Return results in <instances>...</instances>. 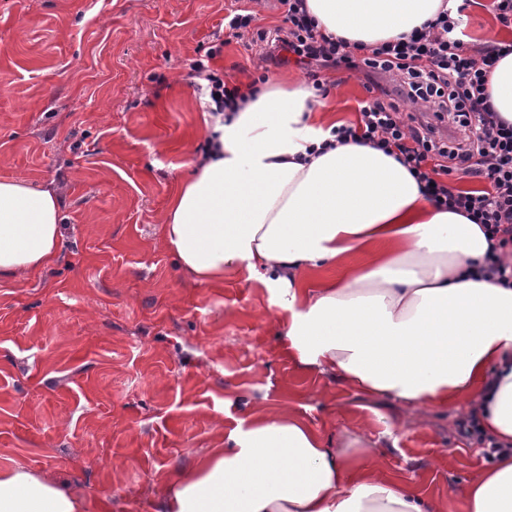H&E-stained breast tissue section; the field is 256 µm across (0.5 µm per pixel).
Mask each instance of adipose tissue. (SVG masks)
I'll return each mask as SVG.
<instances>
[{"label": "adipose tissue", "instance_id": "1", "mask_svg": "<svg viewBox=\"0 0 512 512\" xmlns=\"http://www.w3.org/2000/svg\"><path fill=\"white\" fill-rule=\"evenodd\" d=\"M320 32L374 47L411 33L446 0H306ZM487 92L512 123V53ZM303 86L257 87L230 115L204 111L211 148L171 196L166 244L198 280L237 269L276 293L280 353L300 369L401 401L412 414L469 404L502 445L461 487L466 512H512V288L481 278L489 243L438 209L395 157L330 150L323 111ZM59 189L0 179V279L51 265L62 246ZM357 257L345 266L347 257ZM163 512H442L373 463L327 447L289 410L199 456L162 490ZM65 484L0 467V512H81Z\"/></svg>", "mask_w": 512, "mask_h": 512}]
</instances>
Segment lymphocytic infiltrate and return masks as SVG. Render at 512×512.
Instances as JSON below:
<instances>
[{
    "mask_svg": "<svg viewBox=\"0 0 512 512\" xmlns=\"http://www.w3.org/2000/svg\"><path fill=\"white\" fill-rule=\"evenodd\" d=\"M283 27L266 37L262 63L292 54L316 91L325 69L363 73L369 100L356 121L333 128L336 143L360 141L394 156L438 208L465 215L483 229L489 250L481 276L512 287V123L490 104L487 79L512 47L472 43L462 17L440 11L420 29L356 54L347 41L318 32L305 0H279ZM485 180L481 190L457 187Z\"/></svg>",
    "mask_w": 512,
    "mask_h": 512,
    "instance_id": "1",
    "label": "lymphocytic infiltrate"
}]
</instances>
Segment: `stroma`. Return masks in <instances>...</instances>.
<instances>
[{"label": "stroma", "instance_id": "obj_1", "mask_svg": "<svg viewBox=\"0 0 512 512\" xmlns=\"http://www.w3.org/2000/svg\"><path fill=\"white\" fill-rule=\"evenodd\" d=\"M490 3L471 0L467 34L511 41ZM236 8L283 22L278 0H0V177L64 190L57 260L0 280V467L65 483L85 512H159L177 472L253 411L285 407L465 512L457 489L488 464L467 411L414 417L303 372L279 353L273 292L233 269L222 286L197 281L166 246L169 199L204 140L193 61L243 86L307 79L292 63L260 74L257 49L227 39ZM321 79L315 122L356 121L363 77Z\"/></svg>", "mask_w": 512, "mask_h": 512}]
</instances>
